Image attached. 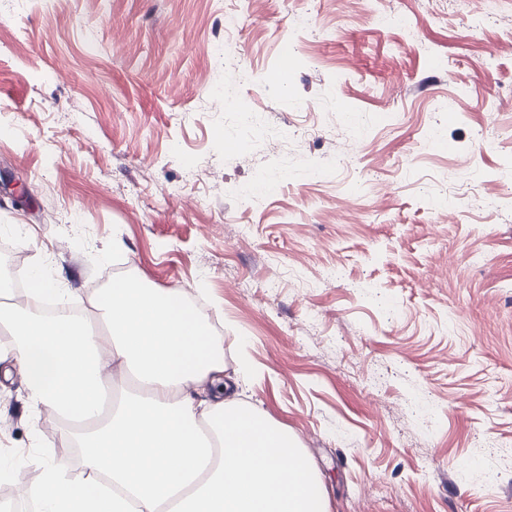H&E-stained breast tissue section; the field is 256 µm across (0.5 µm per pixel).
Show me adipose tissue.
<instances>
[{
  "label": "adipose tissue",
  "instance_id": "1",
  "mask_svg": "<svg viewBox=\"0 0 512 512\" xmlns=\"http://www.w3.org/2000/svg\"><path fill=\"white\" fill-rule=\"evenodd\" d=\"M92 306L91 320L48 316L0 283V363L17 369L31 411L68 421L82 458L77 476L42 463L38 512H324L310 463L241 407L223 342L181 290L128 278Z\"/></svg>",
  "mask_w": 512,
  "mask_h": 512
}]
</instances>
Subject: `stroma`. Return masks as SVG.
I'll return each mask as SVG.
<instances>
[{
    "label": "stroma",
    "instance_id": "obj_1",
    "mask_svg": "<svg viewBox=\"0 0 512 512\" xmlns=\"http://www.w3.org/2000/svg\"><path fill=\"white\" fill-rule=\"evenodd\" d=\"M1 243L183 289L329 512H512V0H0ZM4 369L0 455L80 471Z\"/></svg>",
    "mask_w": 512,
    "mask_h": 512
}]
</instances>
